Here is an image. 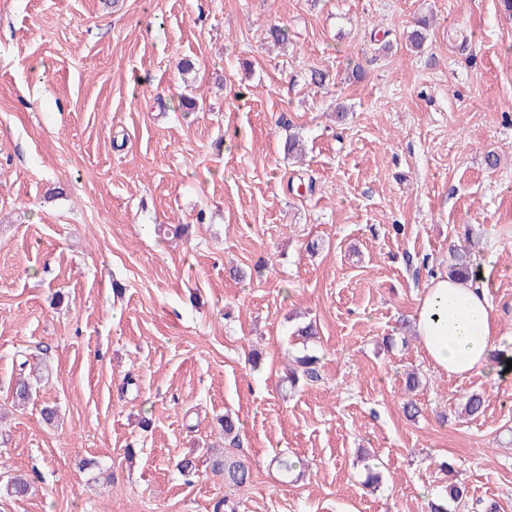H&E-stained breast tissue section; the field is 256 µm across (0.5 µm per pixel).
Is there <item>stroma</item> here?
Listing matches in <instances>:
<instances>
[{
  "label": "stroma",
  "mask_w": 512,
  "mask_h": 512,
  "mask_svg": "<svg viewBox=\"0 0 512 512\" xmlns=\"http://www.w3.org/2000/svg\"><path fill=\"white\" fill-rule=\"evenodd\" d=\"M460 245L512 330L501 0H0V481L31 482L0 512H425L446 459L450 512H512V378L448 376L414 332ZM306 351L320 380L283 384ZM25 361L49 376L20 409ZM227 412L241 487L207 455Z\"/></svg>",
  "instance_id": "stroma-1"
}]
</instances>
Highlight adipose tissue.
Segmentation results:
<instances>
[{
    "label": "adipose tissue",
    "mask_w": 512,
    "mask_h": 512,
    "mask_svg": "<svg viewBox=\"0 0 512 512\" xmlns=\"http://www.w3.org/2000/svg\"><path fill=\"white\" fill-rule=\"evenodd\" d=\"M489 282L457 280L439 273L419 299L415 329L435 368L451 376L475 372L494 380L506 376L491 352L504 344L489 300Z\"/></svg>",
    "instance_id": "ef3b65f1"
}]
</instances>
